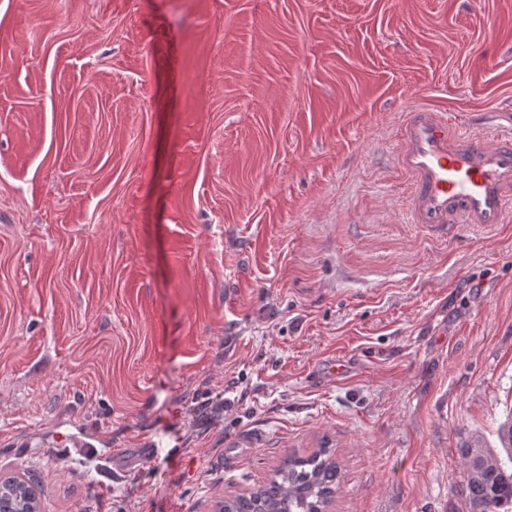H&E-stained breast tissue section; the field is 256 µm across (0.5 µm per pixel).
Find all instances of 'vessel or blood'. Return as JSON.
<instances>
[{
	"label": "vessel or blood",
	"instance_id": "vessel-or-blood-1",
	"mask_svg": "<svg viewBox=\"0 0 512 512\" xmlns=\"http://www.w3.org/2000/svg\"><path fill=\"white\" fill-rule=\"evenodd\" d=\"M397 161L411 179L408 223L440 232L512 220V126L482 134L468 113L420 105L399 128Z\"/></svg>",
	"mask_w": 512,
	"mask_h": 512
}]
</instances>
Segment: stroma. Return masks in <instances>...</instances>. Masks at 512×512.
I'll return each mask as SVG.
<instances>
[{
    "label": "stroma",
    "instance_id": "35a3bbf8",
    "mask_svg": "<svg viewBox=\"0 0 512 512\" xmlns=\"http://www.w3.org/2000/svg\"><path fill=\"white\" fill-rule=\"evenodd\" d=\"M1 50L0 476L214 512L325 442L332 512H467L512 223H406L396 130L512 123V0H0Z\"/></svg>",
    "mask_w": 512,
    "mask_h": 512
}]
</instances>
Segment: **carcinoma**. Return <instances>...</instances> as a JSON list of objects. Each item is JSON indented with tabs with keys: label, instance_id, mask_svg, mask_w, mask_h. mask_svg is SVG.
Here are the masks:
<instances>
[{
	"label": "carcinoma",
	"instance_id": "cac0c4a2",
	"mask_svg": "<svg viewBox=\"0 0 512 512\" xmlns=\"http://www.w3.org/2000/svg\"><path fill=\"white\" fill-rule=\"evenodd\" d=\"M500 444L489 447L476 438L462 448L466 468L453 492L468 512H512V417L497 429ZM344 478L331 449L308 456H287L264 486L224 501V512H327Z\"/></svg>",
	"mask_w": 512,
	"mask_h": 512
}]
</instances>
